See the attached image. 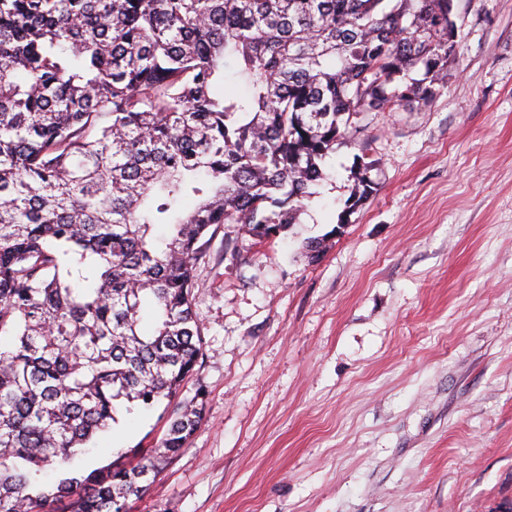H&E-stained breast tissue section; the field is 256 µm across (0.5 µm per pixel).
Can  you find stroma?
<instances>
[{"label":"stroma","instance_id":"1","mask_svg":"<svg viewBox=\"0 0 512 512\" xmlns=\"http://www.w3.org/2000/svg\"><path fill=\"white\" fill-rule=\"evenodd\" d=\"M454 5L430 107L360 114L367 148L331 153L275 240L217 230L183 389L203 422L128 512H512V0ZM167 426L162 402L122 414L85 464Z\"/></svg>","mask_w":512,"mask_h":512}]
</instances>
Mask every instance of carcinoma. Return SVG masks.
<instances>
[{
  "label": "carcinoma",
  "mask_w": 512,
  "mask_h": 512,
  "mask_svg": "<svg viewBox=\"0 0 512 512\" xmlns=\"http://www.w3.org/2000/svg\"><path fill=\"white\" fill-rule=\"evenodd\" d=\"M448 2L0 0V512H126L184 448L205 399L181 397L203 349L194 272L217 229L273 239L359 144L352 116L429 106L460 45ZM163 399L152 457L71 467Z\"/></svg>",
  "instance_id": "carcinoma-1"
}]
</instances>
